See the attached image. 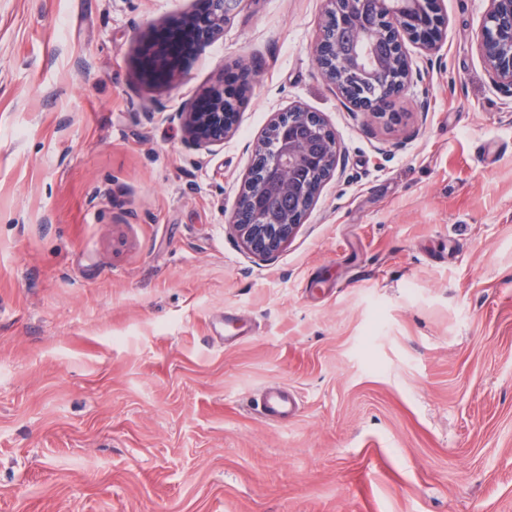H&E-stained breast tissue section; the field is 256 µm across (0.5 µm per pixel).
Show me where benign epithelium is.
Here are the masks:
<instances>
[{
  "label": "benign epithelium",
  "mask_w": 512,
  "mask_h": 512,
  "mask_svg": "<svg viewBox=\"0 0 512 512\" xmlns=\"http://www.w3.org/2000/svg\"><path fill=\"white\" fill-rule=\"evenodd\" d=\"M237 0H208L209 9L197 28L154 42L143 63L156 79H167L181 65V55L195 43L208 42L224 31V21ZM327 13L336 27L351 33L349 52L340 51L336 31H320L313 43L322 76L336 83V72L381 83L378 94L354 103L353 110L382 116L413 76L404 51L408 38L426 52H436L446 21L438 0H329ZM484 22L476 35L482 58L497 84L512 91V0H488ZM185 139L197 147L221 145L233 132L235 113L224 101V86L215 84L178 113ZM269 137L256 147L272 154L271 168L254 167L244 181L237 207L229 220L252 254L270 258L293 238L315 201L323 182L341 161L333 131L323 116L303 107L277 114Z\"/></svg>",
  "instance_id": "1"
}]
</instances>
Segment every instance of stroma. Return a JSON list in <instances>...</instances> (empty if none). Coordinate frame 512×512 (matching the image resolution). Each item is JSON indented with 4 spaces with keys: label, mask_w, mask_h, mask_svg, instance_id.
<instances>
[{
    "label": "stroma",
    "mask_w": 512,
    "mask_h": 512,
    "mask_svg": "<svg viewBox=\"0 0 512 512\" xmlns=\"http://www.w3.org/2000/svg\"><path fill=\"white\" fill-rule=\"evenodd\" d=\"M439 5L390 122L319 75L326 0H239L166 84L138 59L195 0H0V512H512V96L488 0ZM295 106L344 165L262 259L228 219ZM476 35L482 58L497 84L512 91V0H488ZM229 112H224V109ZM224 101V85L215 84L194 100L189 108L178 112L185 139L197 147L221 145L233 132L235 112ZM295 397L284 388H267L256 400V407L267 417L277 418L294 412Z\"/></svg>",
    "instance_id": "1"
}]
</instances>
